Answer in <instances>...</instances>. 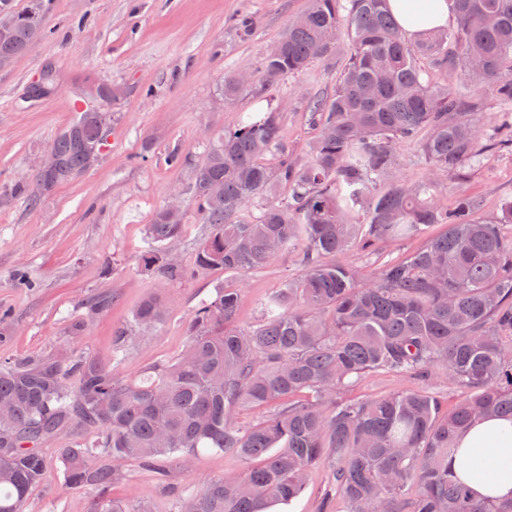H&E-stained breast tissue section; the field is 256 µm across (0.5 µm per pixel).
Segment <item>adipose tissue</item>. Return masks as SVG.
<instances>
[{
	"label": "adipose tissue",
	"mask_w": 512,
	"mask_h": 512,
	"mask_svg": "<svg viewBox=\"0 0 512 512\" xmlns=\"http://www.w3.org/2000/svg\"><path fill=\"white\" fill-rule=\"evenodd\" d=\"M389 5L411 39L452 22L448 0H389ZM452 470L477 499H512V419L491 418L471 427L458 441Z\"/></svg>",
	"instance_id": "1"
}]
</instances>
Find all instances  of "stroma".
Here are the masks:
<instances>
[{"label":"stroma","mask_w":512,"mask_h":512,"mask_svg":"<svg viewBox=\"0 0 512 512\" xmlns=\"http://www.w3.org/2000/svg\"><path fill=\"white\" fill-rule=\"evenodd\" d=\"M306 6L307 0H54L45 36L0 70V311L11 317L0 361L73 351L111 364L116 331L143 299L158 295L167 304L165 322L133 329L117 363L123 376L134 378L179 354L199 303L215 286L241 287L238 323L246 328L258 321L260 302L300 274L294 251L241 277L215 269L173 282L146 269L141 257L147 224L177 188L185 231L170 254L193 267L209 232L190 195L193 172L212 139L242 117L277 108L284 140L305 152L313 135L306 101L333 94L339 64L315 62L233 105L225 104L221 86L227 71L256 70ZM245 17L252 20L246 32L239 27ZM100 85L111 86L115 96L100 111L106 139L98 161L66 182L45 184L39 174L54 140L75 119L71 104ZM173 151L183 159L176 167L167 162ZM461 195L476 199L482 215L499 214L512 198V155L484 157L467 182L448 183L438 200L450 207ZM20 270L33 287L17 284ZM83 317L85 333L72 338V323ZM419 387L440 396L448 410L460 397L443 374L423 383L377 374L349 396ZM90 437L77 427L45 444L49 466L25 512H96L97 494L65 488L57 461L59 449ZM113 465L122 478L110 498L145 503L152 512H181L207 482L245 469L218 452L201 453L187 467L166 462L161 481L130 460Z\"/></svg>","instance_id":"stroma-1"}]
</instances>
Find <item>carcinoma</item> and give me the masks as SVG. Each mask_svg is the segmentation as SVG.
I'll use <instances>...</instances> for the list:
<instances>
[{"instance_id":"1","label":"carcinoma","mask_w":512,"mask_h":512,"mask_svg":"<svg viewBox=\"0 0 512 512\" xmlns=\"http://www.w3.org/2000/svg\"><path fill=\"white\" fill-rule=\"evenodd\" d=\"M448 5L452 27L410 41L388 0H308L256 72L224 73V103L234 104L315 61L344 60L332 97L307 102L315 135L305 154L290 151L272 106L214 140L192 186L210 227L195 266L169 258L182 214L163 206L147 225L144 267L168 280L243 275L297 249L302 273L260 303L247 329L236 326L240 289L215 288L185 348L134 380L81 355L0 363V512H24L46 468L43 444L76 425L94 439L60 449L64 483L98 493L100 512H150L105 499L120 480L106 457L162 479L164 460L188 463L203 450L248 469L208 482L184 512H265L299 496L324 464L331 484L319 512H512L511 500L472 499L448 465L473 421L512 417V199L500 218L477 216L469 196L450 208L437 201L483 154L512 150V0ZM47 9V0L23 11L0 0L12 20L0 57L22 56L45 34ZM422 60L441 81L424 78ZM487 91L507 110L485 111ZM107 100L103 86L77 100L84 117L55 140L43 182L86 168L85 150L103 142L97 108ZM399 142L417 144L426 180L398 173ZM436 224L445 231L427 236ZM417 237L422 247L371 274L333 261ZM165 318L166 303L150 296L132 322L154 328ZM438 369L462 394L449 413L420 389L345 398L374 374L425 381ZM273 403L248 428L233 420Z\"/></svg>"}]
</instances>
